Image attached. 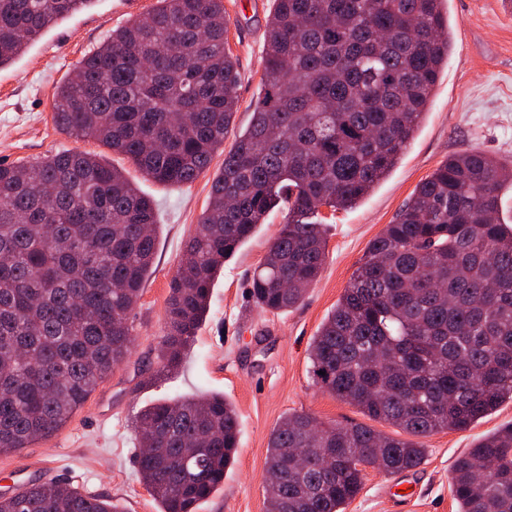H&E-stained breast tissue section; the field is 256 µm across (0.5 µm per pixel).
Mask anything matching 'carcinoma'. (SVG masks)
I'll return each mask as SVG.
<instances>
[{
	"mask_svg": "<svg viewBox=\"0 0 512 512\" xmlns=\"http://www.w3.org/2000/svg\"><path fill=\"white\" fill-rule=\"evenodd\" d=\"M57 87L64 132L130 160L156 182L224 163L171 282L158 372L181 365L224 262L274 209L278 234L251 277L258 308L305 298L326 261L325 217L355 207L419 127L452 37L444 0H275L261 95L229 151L239 70L224 0H158ZM94 0H0V68ZM512 168L450 156L368 245L309 351L321 387L372 420L291 412L271 432L266 512H345L367 468L419 466L423 440L464 431L512 402ZM154 200L97 152L0 163V453L55 435L132 353L131 319L152 272ZM138 473L161 512H197L224 484L240 423L224 395L140 411ZM301 471L288 472L296 454ZM458 512H512V424L452 466ZM0 512H124L68 483L0 495Z\"/></svg>",
	"mask_w": 512,
	"mask_h": 512,
	"instance_id": "carcinoma-1",
	"label": "carcinoma"
}]
</instances>
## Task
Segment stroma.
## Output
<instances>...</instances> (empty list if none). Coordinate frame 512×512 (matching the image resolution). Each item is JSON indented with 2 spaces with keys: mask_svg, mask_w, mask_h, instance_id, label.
I'll use <instances>...</instances> for the list:
<instances>
[{
  "mask_svg": "<svg viewBox=\"0 0 512 512\" xmlns=\"http://www.w3.org/2000/svg\"><path fill=\"white\" fill-rule=\"evenodd\" d=\"M156 4L95 0L0 69V161L29 163L61 151L100 150L98 143L55 126L56 89L112 30ZM446 7L452 48L423 120L390 175L358 205L329 218L327 258L304 300L278 313L261 311L252 300L253 271L283 222L279 212H271L256 235L225 262L182 368L158 381L152 375L169 284L224 157L215 154L194 182L171 187L146 178L124 156L105 154L157 205L158 249L154 272L132 313L133 352L58 433L0 454V487L16 492L33 483L66 481L86 494L117 499L126 512H160V503L139 481L135 417L141 408L162 399L220 392L239 413V443L223 487L197 512H265L267 442L284 415L308 411L329 423L368 422L357 408L317 384L309 359L314 336L370 241L449 156L478 149L512 166V0H448ZM224 8L227 47L240 73L237 113L224 138L229 148L247 127L260 93L266 22L274 0H224ZM511 423L512 402H507L468 430L425 439L426 458L414 469L391 475L367 470L361 492L345 512H457L450 484L454 460L483 436Z\"/></svg>",
  "mask_w": 512,
  "mask_h": 512,
  "instance_id": "35a3bbf8",
  "label": "stroma"
}]
</instances>
